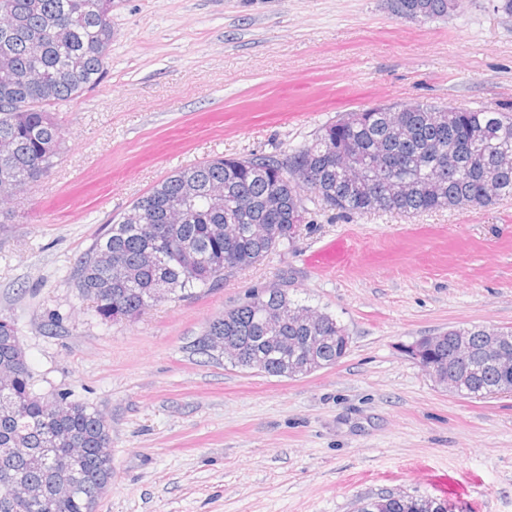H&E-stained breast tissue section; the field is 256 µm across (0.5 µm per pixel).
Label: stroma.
<instances>
[{
    "instance_id": "1",
    "label": "stroma",
    "mask_w": 512,
    "mask_h": 512,
    "mask_svg": "<svg viewBox=\"0 0 512 512\" xmlns=\"http://www.w3.org/2000/svg\"><path fill=\"white\" fill-rule=\"evenodd\" d=\"M103 83L62 105L65 151L0 202V319L41 395L112 427L98 512H354L394 490L473 477L457 512H512V399L436 384L409 346L453 327L512 326V199L403 216L310 206L293 243L211 289L107 323L74 273L95 240L175 170L215 156L286 159L374 104L512 113V17L469 0L416 23L386 0H116ZM335 317L334 366L293 378L190 353L257 290Z\"/></svg>"
}]
</instances>
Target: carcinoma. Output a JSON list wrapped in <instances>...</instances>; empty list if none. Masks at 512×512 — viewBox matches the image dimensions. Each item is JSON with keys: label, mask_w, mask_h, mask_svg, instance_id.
<instances>
[{"label": "carcinoma", "mask_w": 512, "mask_h": 512, "mask_svg": "<svg viewBox=\"0 0 512 512\" xmlns=\"http://www.w3.org/2000/svg\"><path fill=\"white\" fill-rule=\"evenodd\" d=\"M465 0H389L395 16L445 18ZM115 0H0V199L47 178L64 138L55 108L80 98L106 75ZM455 157L450 164L448 155ZM294 160L315 175L309 186L275 155L218 156L182 167L132 202L85 254L75 280L106 322L128 320L147 307L226 273L250 267L293 242L272 233L305 223L309 203L340 214L417 215L484 208L512 197V114L492 105L376 104L322 125ZM187 197L185 217L173 224L167 206ZM297 307L285 289L256 291L209 321L191 345L197 355L288 376V363L310 348L303 322L267 325L261 310ZM328 345L319 363L336 364L348 348L333 316H320ZM0 512H97L112 485V430L94 407L61 393L32 390L31 372L14 323L0 320ZM481 361L470 387L497 384ZM26 452L18 453L16 449ZM80 448L68 475L76 490L36 509L11 496L10 480L50 491L62 477L57 457ZM44 458L36 464L33 458ZM356 512H455L446 498L380 494L358 501Z\"/></svg>", "instance_id": "cac0c4a2"}]
</instances>
